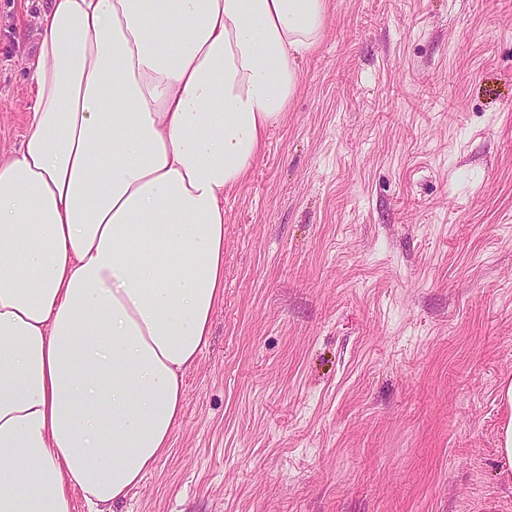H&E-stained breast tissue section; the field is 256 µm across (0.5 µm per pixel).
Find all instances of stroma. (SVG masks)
Returning a JSON list of instances; mask_svg holds the SVG:
<instances>
[{"label":"stroma","instance_id":"1","mask_svg":"<svg viewBox=\"0 0 512 512\" xmlns=\"http://www.w3.org/2000/svg\"><path fill=\"white\" fill-rule=\"evenodd\" d=\"M39 0H0V156ZM224 195V299L119 512H512V0H329ZM499 403L504 411L505 419L499 434V454L512 469V379H505L499 388Z\"/></svg>","mask_w":512,"mask_h":512}]
</instances>
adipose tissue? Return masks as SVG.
I'll list each match as a JSON object with an SVG mask.
<instances>
[{
  "mask_svg": "<svg viewBox=\"0 0 512 512\" xmlns=\"http://www.w3.org/2000/svg\"><path fill=\"white\" fill-rule=\"evenodd\" d=\"M328 0H47L0 160V512H114L170 447L240 186Z\"/></svg>",
  "mask_w": 512,
  "mask_h": 512,
  "instance_id": "obj_1",
  "label": "adipose tissue"
}]
</instances>
